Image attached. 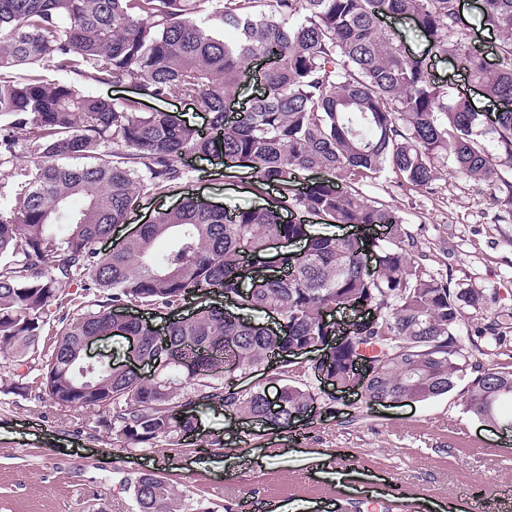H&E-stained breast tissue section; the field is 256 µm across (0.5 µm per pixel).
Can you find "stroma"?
I'll return each instance as SVG.
<instances>
[{
  "label": "stroma",
  "instance_id": "35a3bbf8",
  "mask_svg": "<svg viewBox=\"0 0 512 512\" xmlns=\"http://www.w3.org/2000/svg\"><path fill=\"white\" fill-rule=\"evenodd\" d=\"M400 30L410 54L426 60L436 83L451 92L465 89L460 67L427 53V45L405 20L384 19ZM206 178L191 190L227 207L257 204L253 179L240 169L227 176L218 162L204 164ZM363 192L398 210L418 240L423 263L434 273L485 289L487 308L465 310L461 335H469L496 313L512 311V204L496 200V187L442 166L432 192L403 187L392 173L367 181ZM13 376L0 362V512H135L120 485L150 469L167 477L188 512H224L242 493H275L280 512H311L301 475L305 455L344 469L338 512H364L360 485L389 512H473L469 488L512 485V404L503 406L502 427H485L465 414L456 394L425 403L368 407L356 395L320 387L322 409L291 433L269 434L255 424L234 422L223 411L201 413L194 445L127 448L97 415L67 411L42 399L37 375L28 390L5 392ZM227 442L224 453L206 445L212 434Z\"/></svg>",
  "mask_w": 512,
  "mask_h": 512
}]
</instances>
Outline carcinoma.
Here are the masks:
<instances>
[{"mask_svg":"<svg viewBox=\"0 0 512 512\" xmlns=\"http://www.w3.org/2000/svg\"><path fill=\"white\" fill-rule=\"evenodd\" d=\"M480 25L497 36L490 64L472 45L460 0H0V358L13 392L38 371L43 395L62 409L104 415L132 447L186 448L196 408L289 432L317 396L297 351L331 348L330 373L344 383L353 364L373 372L365 397L422 403L457 392L465 413L499 421L512 402V350L491 323L459 333L463 310L487 305L483 290L431 275L418 242L392 207L361 185L386 170L419 190L438 166L492 180L512 203V0H478ZM410 19L430 50L464 60L468 82L498 104L490 128L470 99L450 95L424 61L410 57L383 19ZM267 58L263 89L234 115L250 62ZM85 84H127L135 96L104 99ZM172 97L211 115L200 129L183 112L143 110ZM494 135L496 151L483 137ZM188 154L217 155L250 171L260 206L226 208L186 194L118 243L98 251L142 196L169 194L193 179ZM82 159L81 165L69 161ZM353 225L366 242L314 234ZM274 239L287 273L270 277ZM167 246L159 251L157 243ZM379 256L373 269L367 253ZM78 282L94 308L58 318L42 353V327L63 288ZM272 312L275 330L230 313ZM369 306L376 316L336 337L329 311ZM136 305L169 314L118 321ZM141 337L138 354L155 373L123 365L82 373L88 336ZM506 362L485 365L481 343ZM262 369L279 383L241 390L231 377ZM121 490L136 512H185L169 479L138 472Z\"/></svg>","mask_w":512,"mask_h":512,"instance_id":"obj_1","label":"carcinoma"}]
</instances>
